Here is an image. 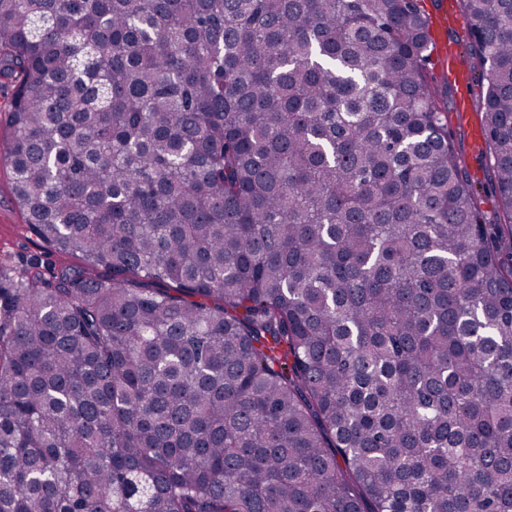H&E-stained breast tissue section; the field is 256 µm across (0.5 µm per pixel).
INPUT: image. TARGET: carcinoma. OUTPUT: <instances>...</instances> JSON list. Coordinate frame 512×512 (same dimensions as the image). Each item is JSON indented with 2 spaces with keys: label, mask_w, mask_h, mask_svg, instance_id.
I'll return each mask as SVG.
<instances>
[{
  "label": "carcinoma",
  "mask_w": 512,
  "mask_h": 512,
  "mask_svg": "<svg viewBox=\"0 0 512 512\" xmlns=\"http://www.w3.org/2000/svg\"><path fill=\"white\" fill-rule=\"evenodd\" d=\"M0 0V512H512V0ZM108 275L97 274L99 268ZM442 3H444L448 9V0H420L421 6L430 16L432 21L431 32L434 50L432 54L431 67H433V73L439 80V83L446 80L448 81V130L452 131L456 149L462 154L466 161L471 183L482 200V210L485 212L487 217L493 219L496 216L497 202L491 188L489 161L485 142L480 149H477L473 144L470 129L456 121L457 116L460 121L472 122V115L469 112L467 104L468 99L472 114L480 123V118L478 116L480 112H477L476 110L479 106V95L482 92L483 86L486 85V81H484L483 84L480 81L479 68L469 71L471 74V81L466 93L467 98L462 97L458 101L456 112H454L456 101L461 91L453 82L466 86L469 83V77L467 73L461 70L455 62L457 51L454 46H448V49H445V53L443 55V59H446L448 62V72L439 55L436 40V33L439 31V28L437 26L436 17L441 15ZM448 76L453 82L448 79ZM7 125V112H0V261H8L14 267L30 261L56 267L78 265L77 259L54 251L25 224L14 197L12 173L4 158V144L9 130Z\"/></svg>",
  "instance_id": "obj_1"
}]
</instances>
